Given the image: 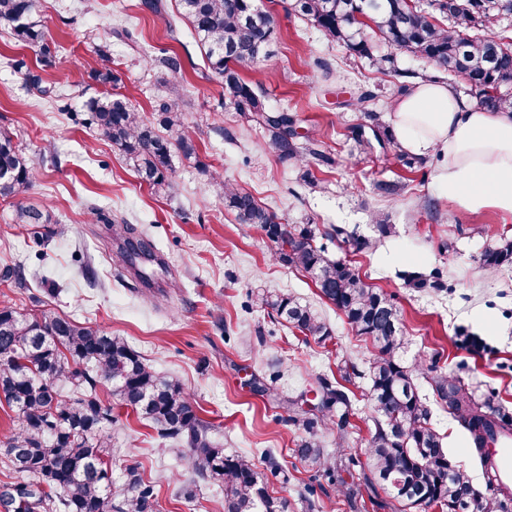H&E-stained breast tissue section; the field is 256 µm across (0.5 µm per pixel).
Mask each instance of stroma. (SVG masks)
<instances>
[{
	"mask_svg": "<svg viewBox=\"0 0 512 512\" xmlns=\"http://www.w3.org/2000/svg\"><path fill=\"white\" fill-rule=\"evenodd\" d=\"M161 2L155 13L143 0H39L37 17L63 59L44 73L53 88L47 99L10 65L17 56L35 62L34 51L16 46L0 26V127L36 162L31 187L0 198V267L24 265L30 283L24 289L0 282V307L34 314L47 304L124 338L154 371L179 382L225 453L253 461L286 512H406L385 486H367L361 468L375 429L366 374L373 341L320 296L309 273L280 263L274 243L238 224L224 206L223 186L234 184L280 222L311 225L331 259L349 262L365 286L391 298L406 342L401 358L423 364L417 386L431 423L478 493L472 512H489L497 492L430 378L454 376L478 403L512 417V264L490 271L481 261L512 241V215L460 209L434 185L436 158L410 168L359 146L352 130L365 115L344 105L371 92V109L387 123L400 95L394 70L443 82L447 72L384 43L379 60L357 56L281 0H255L274 18L273 53L239 71L262 81L268 105L292 113L301 135L321 150L305 164L285 166L265 152L262 130L234 111L188 25L176 20V0ZM117 28L128 37L114 36ZM103 50L117 77L108 85L90 77ZM173 54L183 63L177 74L160 63ZM175 82L198 156L174 153L172 189L157 196L141 184L133 161L78 115L108 91L154 121L166 85ZM210 169L220 181L208 179ZM381 180L399 183L398 193L378 195ZM19 203L49 210L51 223H13ZM125 222L149 243L151 260L119 261ZM142 273L150 285L141 284ZM45 277L55 281V293L39 290ZM267 293L299 297L330 325L331 340L304 335L259 305ZM353 365L360 374L351 378ZM323 378L348 394L349 423L342 431L318 423L315 432L325 454L349 449L353 460L339 475L362 495L360 509L294 453L307 436L303 419L319 416ZM112 415L113 481L135 463L153 484L160 512H224L216 484H199L190 499L180 493V453L161 443L150 423L118 406Z\"/></svg>",
	"mask_w": 512,
	"mask_h": 512,
	"instance_id": "35a3bbf8",
	"label": "stroma"
}]
</instances>
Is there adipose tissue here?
I'll use <instances>...</instances> for the list:
<instances>
[{
    "label": "adipose tissue",
    "mask_w": 512,
    "mask_h": 512,
    "mask_svg": "<svg viewBox=\"0 0 512 512\" xmlns=\"http://www.w3.org/2000/svg\"><path fill=\"white\" fill-rule=\"evenodd\" d=\"M393 134L405 152L440 155V189L461 209L512 215V112H490L439 82L396 99Z\"/></svg>",
    "instance_id": "obj_1"
}]
</instances>
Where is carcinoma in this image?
<instances>
[{
    "mask_svg": "<svg viewBox=\"0 0 512 512\" xmlns=\"http://www.w3.org/2000/svg\"><path fill=\"white\" fill-rule=\"evenodd\" d=\"M443 15L441 26L417 0H293L298 11L331 41L355 55L374 57L370 29L390 46L413 53L451 77H461L468 91L487 109L512 108V40L490 33L507 14L502 0H432ZM362 14L365 21L357 19ZM36 0H0V24L11 29L15 43L38 49L36 68L61 64L58 52L45 42L40 22L34 20ZM178 17L190 28L204 52L208 68L218 75L233 108L242 120L265 133V148L282 164L304 160L295 138V117L273 110L257 83L245 80L238 66L268 57L273 39L272 16L255 8L253 0H179ZM14 68L43 91L42 77L24 59ZM95 81H117L112 58L101 52ZM498 87V92L490 89ZM181 87H167L158 125L141 119L123 98L106 94L91 99L82 123L95 128L134 161L141 179L156 194L172 185V153L196 156V145L184 124L178 101ZM368 92L342 103L365 113L375 140L408 167L420 162L401 150L390 130L367 108ZM165 134L156 131V127ZM35 171V160L23 153L13 134L0 129V197L25 191ZM224 204L239 223L277 244V257L286 265L310 273L322 297L341 311L358 334L372 339L377 353L369 362L370 400L376 415L370 447L365 449L368 481L390 489L408 508L437 507L443 512H465L476 499L468 476L448 457L443 439L430 426V409L414 378L419 366L399 358L405 348L398 311L383 293L364 287L353 266L331 259L315 244L311 225L297 227L277 216L254 197L224 185ZM15 224H49V214L18 205ZM512 263V243L483 256V265L496 268ZM287 323L321 342L331 339L325 321L292 294L260 298ZM110 388L114 400L99 396ZM325 400L322 420L342 428L347 419L336 417L335 406L349 401L347 394L321 381ZM434 391L468 432L474 448H481L493 427L512 431L482 409L460 384L446 375L434 379ZM0 394L16 413L13 427L0 434V449L17 473V480L0 487V512H158L153 485L145 482L136 465L124 470V481H112L109 462L112 405L127 406L150 422L158 436L180 447L181 464L190 475L183 494L195 493L200 481L224 487V512H285L284 503L270 498L253 462L226 454L211 438L212 426L200 417L181 386L156 374L124 339L112 336L56 313L51 308L22 314L0 308ZM309 438L297 449L299 458L336 478L337 460L327 459L315 440L314 421H306Z\"/></svg>",
    "mask_w": 512,
    "mask_h": 512,
    "instance_id": "obj_1",
    "label": "carcinoma"
}]
</instances>
